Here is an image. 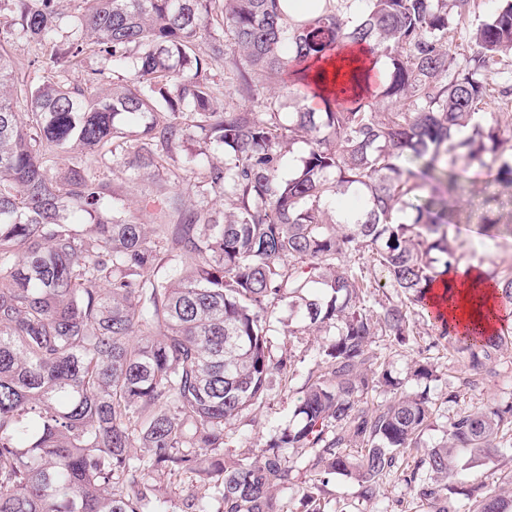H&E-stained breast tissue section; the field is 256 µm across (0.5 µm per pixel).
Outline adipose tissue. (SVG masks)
Listing matches in <instances>:
<instances>
[{"instance_id":"adipose-tissue-1","label":"adipose tissue","mask_w":512,"mask_h":512,"mask_svg":"<svg viewBox=\"0 0 512 512\" xmlns=\"http://www.w3.org/2000/svg\"><path fill=\"white\" fill-rule=\"evenodd\" d=\"M430 303L462 333L476 327L490 332L500 321L494 283L471 266L458 265L452 276L435 283L430 290Z\"/></svg>"}]
</instances>
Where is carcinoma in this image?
<instances>
[{"mask_svg": "<svg viewBox=\"0 0 512 512\" xmlns=\"http://www.w3.org/2000/svg\"><path fill=\"white\" fill-rule=\"evenodd\" d=\"M0 31V512H159L161 479L192 478L175 512H293L297 482L283 453H312L318 478L301 512H324L330 477L360 498L386 497L397 475L423 512H506L512 487L467 495L448 479L460 450L512 447V401L453 416L422 448L434 403L392 374L376 337L414 335L416 308L454 271L453 201L479 169L512 185V0L476 26L478 0H316L293 20L282 0H10ZM17 35L59 64L96 53L130 78L90 93L19 75ZM469 54L458 57L456 38ZM348 48L390 66L375 91L358 71L323 100L320 66ZM233 72L217 91L212 66ZM496 74L499 82H488ZM297 101L281 112L282 98ZM499 112L485 111L488 101ZM26 111L18 112V104ZM201 147L185 171L201 188L186 205L162 187L145 199L157 224L114 203L112 160L161 179L172 149ZM306 149L291 176L294 144ZM448 200L435 196L433 172ZM429 196L404 221L409 201ZM354 195L349 216L336 199ZM224 201V209L213 201ZM370 254L395 296L371 301ZM512 306V266L485 272ZM306 331L333 333L309 369L294 415L254 457H226L227 424L293 380L275 356L280 307ZM475 388L512 330L465 336L439 320ZM412 458V463L405 458Z\"/></svg>", "mask_w": 512, "mask_h": 512, "instance_id": "obj_1", "label": "carcinoma"}]
</instances>
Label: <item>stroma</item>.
<instances>
[{
  "label": "stroma",
  "mask_w": 512,
  "mask_h": 512,
  "mask_svg": "<svg viewBox=\"0 0 512 512\" xmlns=\"http://www.w3.org/2000/svg\"><path fill=\"white\" fill-rule=\"evenodd\" d=\"M103 71L107 81H118L126 76L125 70L113 67L110 60L93 54L82 56L76 63L62 68L49 59L40 62V74L45 79L62 81L73 86H85L89 73ZM107 180L128 215L145 223H152L154 216L141 204L145 192L154 184L145 178H134L120 169L107 172ZM485 176L471 171L466 190L455 208L456 221L451 234L458 244L462 263L482 265L484 269L512 265V188L500 189L496 202L485 203ZM416 336L410 337L406 346L394 348L390 362L394 373L407 381L410 390H428L438 406L432 426L424 434L427 445L442 440L449 419L462 408H483L492 403L512 397V352L505 353L494 364L491 374L476 389L461 388L457 402L448 399L450 377H463L464 361L460 355L449 351L446 340L440 339L433 319L427 313L417 316ZM327 336L280 337L277 352L291 351L301 358V373L294 379L274 378L271 397L263 407L248 411L233 420L227 427L231 436L224 452L228 455L254 456L259 454L267 439L270 427L286 425L292 416L298 398V390L304 382L303 375L312 368L319 346L328 344ZM424 359L433 363L438 377L433 381L420 380L410 375L413 360ZM512 481V451L494 457L473 456L463 452L459 455L456 481L464 488L484 487ZM387 497L363 501L358 497L357 483L344 476H335L325 496L327 512H382L388 498H403L405 512H418L409 489L397 479L387 484Z\"/></svg>",
  "instance_id": "35a3bbf8"
}]
</instances>
